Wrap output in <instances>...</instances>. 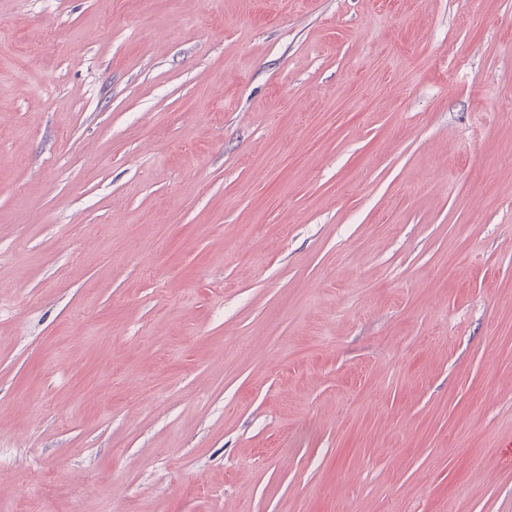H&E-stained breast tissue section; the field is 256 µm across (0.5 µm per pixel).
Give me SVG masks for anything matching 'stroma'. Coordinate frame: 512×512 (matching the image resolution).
I'll return each instance as SVG.
<instances>
[{
  "label": "stroma",
  "instance_id": "35a3bbf8",
  "mask_svg": "<svg viewBox=\"0 0 512 512\" xmlns=\"http://www.w3.org/2000/svg\"><path fill=\"white\" fill-rule=\"evenodd\" d=\"M512 0H0V512H512Z\"/></svg>",
  "mask_w": 512,
  "mask_h": 512
}]
</instances>
